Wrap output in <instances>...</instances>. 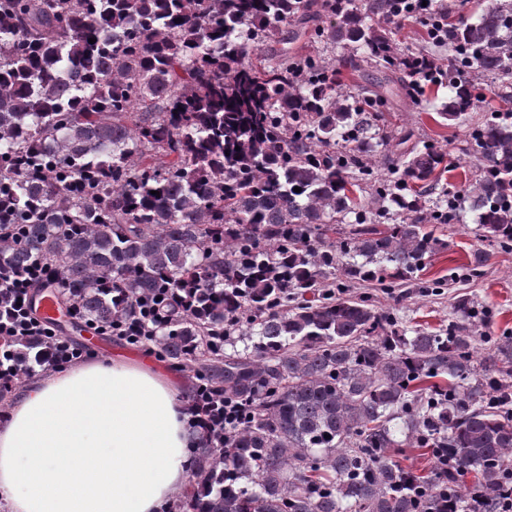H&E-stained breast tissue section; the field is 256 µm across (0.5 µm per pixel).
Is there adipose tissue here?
<instances>
[{
    "instance_id": "ef3b65f1",
    "label": "adipose tissue",
    "mask_w": 512,
    "mask_h": 512,
    "mask_svg": "<svg viewBox=\"0 0 512 512\" xmlns=\"http://www.w3.org/2000/svg\"><path fill=\"white\" fill-rule=\"evenodd\" d=\"M171 374L76 365L25 389L0 425L8 512H161L189 483L193 434Z\"/></svg>"
}]
</instances>
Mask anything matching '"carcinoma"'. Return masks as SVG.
Masks as SVG:
<instances>
[{"instance_id":"1","label":"carcinoma","mask_w":512,"mask_h":512,"mask_svg":"<svg viewBox=\"0 0 512 512\" xmlns=\"http://www.w3.org/2000/svg\"><path fill=\"white\" fill-rule=\"evenodd\" d=\"M314 16L330 25L303 29L309 41L343 45L412 96L388 0H0V265L50 263L40 287L78 332L157 297L149 350L201 377L190 401L203 387L244 406L223 441L202 430L172 512H442L421 495L439 483L457 506L477 496L499 512L512 333L480 356L465 296L432 332L347 293L403 288L446 247L426 225L459 214L438 190L448 149L414 147L397 180L377 177L382 95L342 94L316 55L261 52ZM447 44L439 115L463 124L480 93L461 74L512 88V0L448 24ZM468 136L482 166L464 197L488 245L512 251V123ZM490 256L473 250L472 275ZM235 332L249 352L224 351ZM0 359L16 386L49 368V345L5 336ZM413 448L447 451L448 472L394 459Z\"/></svg>"}]
</instances>
